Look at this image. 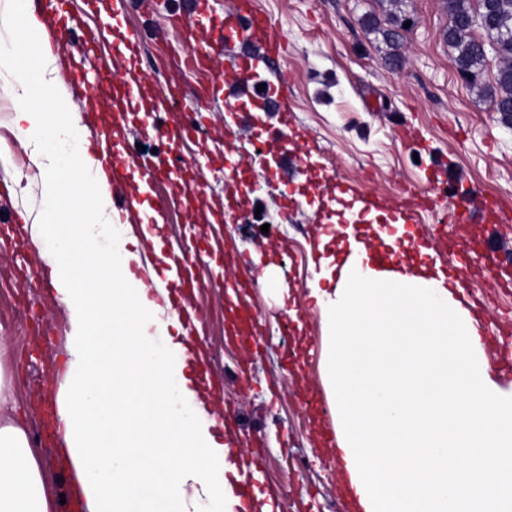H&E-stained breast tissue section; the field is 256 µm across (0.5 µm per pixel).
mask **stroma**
<instances>
[{
    "instance_id": "obj_1",
    "label": "stroma",
    "mask_w": 512,
    "mask_h": 512,
    "mask_svg": "<svg viewBox=\"0 0 512 512\" xmlns=\"http://www.w3.org/2000/svg\"><path fill=\"white\" fill-rule=\"evenodd\" d=\"M189 2L128 0L126 21L143 39L137 71L154 92L147 108L171 79L185 98L200 93L209 74L175 72L170 63L207 44L224 72L246 54L260 82L287 81L291 130L253 99L225 109V96L242 93L225 81L205 107L206 127L177 147L141 140L130 121L123 133L143 143L152 162L177 155L203 166L198 190L181 192L164 179L151 196L163 211L155 230L163 253L208 246L193 269L191 336L205 354L203 373L219 386L213 411L236 427L224 439L231 459L261 458L249 485L278 512H350L339 465L322 444L336 408L328 328L310 296L323 259L342 261L349 237L383 253L389 234L402 263L421 256L454 270L480 314L492 378L512 391V121L492 111L483 92L500 62L487 55L479 85L461 78L444 38L443 0H406L416 24L405 33L398 69L385 65L388 47L365 25L381 13L377 0H257L287 42L284 54L269 57L257 43L228 42L219 32L234 0H211L192 31L171 27L169 17ZM111 10L112 0L89 10L73 0L70 54L88 35L111 53V33L96 26ZM16 111L0 83V211L32 222L40 174L19 138ZM340 180L350 187L342 197ZM52 250L26 233L0 242V366L43 474L63 494L54 395L46 390L47 361L61 371L67 361L65 309L48 275ZM294 458L306 464L291 472Z\"/></svg>"
}]
</instances>
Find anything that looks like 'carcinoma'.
I'll return each mask as SVG.
<instances>
[{
    "instance_id": "carcinoma-1",
    "label": "carcinoma",
    "mask_w": 512,
    "mask_h": 512,
    "mask_svg": "<svg viewBox=\"0 0 512 512\" xmlns=\"http://www.w3.org/2000/svg\"><path fill=\"white\" fill-rule=\"evenodd\" d=\"M387 26L382 28L374 18L368 26L380 33L389 47L386 62L398 64L403 57L402 31L409 21L405 0H378ZM450 23L446 38L455 51L457 70L467 80L478 83L485 61L484 41L473 35V20L481 18L480 28L486 33L499 58L496 89L489 92L491 105L504 117H512V0H445Z\"/></svg>"
}]
</instances>
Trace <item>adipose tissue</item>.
I'll return each instance as SVG.
<instances>
[{
    "label": "adipose tissue",
    "instance_id": "adipose-tissue-1",
    "mask_svg": "<svg viewBox=\"0 0 512 512\" xmlns=\"http://www.w3.org/2000/svg\"><path fill=\"white\" fill-rule=\"evenodd\" d=\"M0 81L19 103L18 134L43 175L38 230L66 311L67 369L55 395V444L87 512H217L240 504L236 466L209 427L174 412L212 398L150 348L157 324L138 256L101 247L111 192L71 109L61 63L33 0H0ZM51 111H42V103ZM81 200V221L70 214ZM311 295L329 328L336 455L355 512H512V392L490 364L463 287L374 261L354 240ZM0 512H55L23 424L0 420Z\"/></svg>",
    "mask_w": 512,
    "mask_h": 512
}]
</instances>
